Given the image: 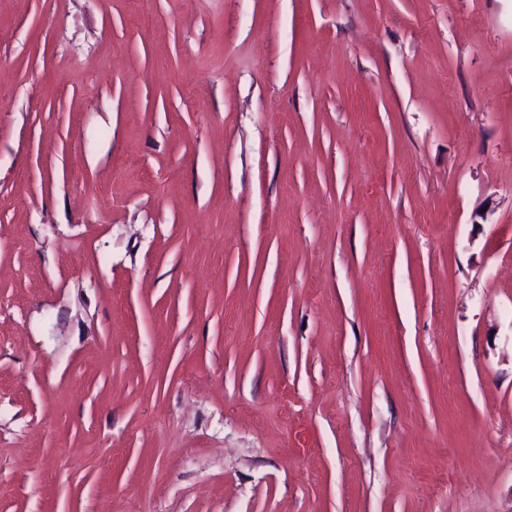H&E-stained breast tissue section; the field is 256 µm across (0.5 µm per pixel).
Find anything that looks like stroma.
Instances as JSON below:
<instances>
[{
	"label": "stroma",
	"mask_w": 512,
	"mask_h": 512,
	"mask_svg": "<svg viewBox=\"0 0 512 512\" xmlns=\"http://www.w3.org/2000/svg\"><path fill=\"white\" fill-rule=\"evenodd\" d=\"M0 512H512V0H0Z\"/></svg>",
	"instance_id": "obj_1"
}]
</instances>
